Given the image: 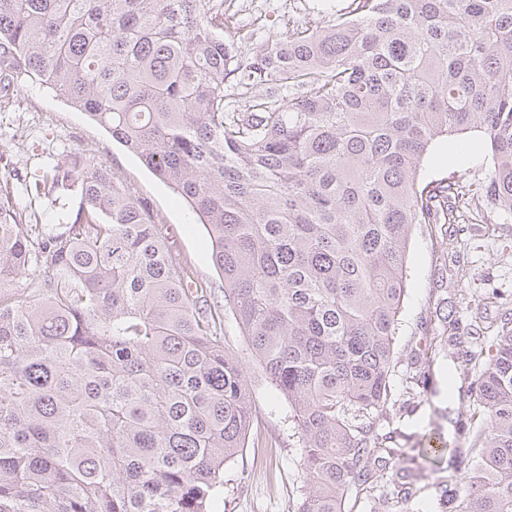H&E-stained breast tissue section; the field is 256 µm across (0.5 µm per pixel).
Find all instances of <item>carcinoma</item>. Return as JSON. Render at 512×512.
<instances>
[{
  "mask_svg": "<svg viewBox=\"0 0 512 512\" xmlns=\"http://www.w3.org/2000/svg\"><path fill=\"white\" fill-rule=\"evenodd\" d=\"M224 29V0H0V103L39 80L207 226L224 310L303 441L292 512H347L378 482L377 512H402L422 475L385 472L375 422L409 243L463 203L420 170L481 132L512 213V0H351L245 61ZM231 79L265 94L238 112ZM43 188L50 227L0 181V512H210L255 411L221 309L105 165L67 154L24 192ZM454 347L448 394L475 376L482 416L456 411L435 510L512 512V313L487 361Z\"/></svg>",
  "mask_w": 512,
  "mask_h": 512,
  "instance_id": "cac0c4a2",
  "label": "carcinoma"
}]
</instances>
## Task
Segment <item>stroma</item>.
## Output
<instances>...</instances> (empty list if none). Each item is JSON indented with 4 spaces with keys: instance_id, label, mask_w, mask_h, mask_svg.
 <instances>
[{
    "instance_id": "35a3bbf8",
    "label": "stroma",
    "mask_w": 512,
    "mask_h": 512,
    "mask_svg": "<svg viewBox=\"0 0 512 512\" xmlns=\"http://www.w3.org/2000/svg\"><path fill=\"white\" fill-rule=\"evenodd\" d=\"M267 22L255 40L272 38L289 29V20L322 26L331 9L347 0H264ZM71 151L102 162L116 181L150 211L156 224L173 231L177 262L224 299V279L212 261V244L188 204L158 180L133 154L82 112L38 82L25 81L17 99L0 109V155L8 161L13 183H28L42 175L49 153ZM488 146L477 132L435 146L421 171L424 181L463 186L466 205L448 215L444 224H424L410 241L408 296L391 368L395 400H402L411 378H428L418 398L388 418H379L380 434H392L400 463L421 467V492L404 512H433L436 487L447 481L446 463L427 456L426 448L448 447L453 428L449 407L475 409L467 388L447 394L444 382L452 367L447 337L439 336L436 312H452L455 336L467 337L498 324L504 309H512V214L495 208L485 195ZM464 251L468 274L462 284L442 276L449 243ZM435 347V358L426 355ZM256 413L245 447L224 469V487L211 512H291L308 486L302 474V440L287 402L263 378H256Z\"/></svg>"
}]
</instances>
